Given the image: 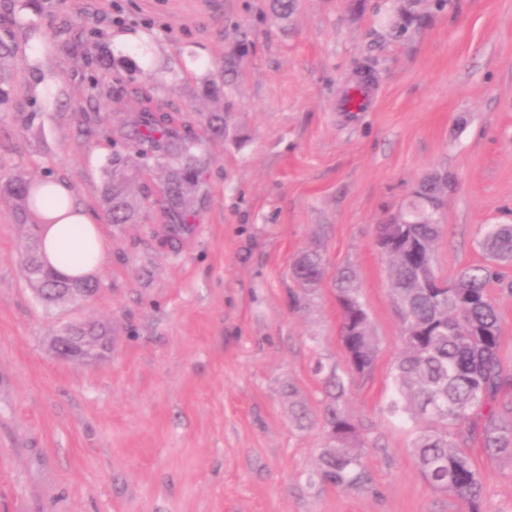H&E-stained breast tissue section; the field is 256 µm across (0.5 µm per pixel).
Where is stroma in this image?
<instances>
[{"label":"stroma","instance_id":"35a3bbf8","mask_svg":"<svg viewBox=\"0 0 512 512\" xmlns=\"http://www.w3.org/2000/svg\"><path fill=\"white\" fill-rule=\"evenodd\" d=\"M270 0H0L9 57L0 76V175L69 182L104 213L113 130L139 104L131 86L208 138L193 223L164 224L165 176L141 171L130 224H103L99 292L42 306L23 275L35 234L0 197V512H457L420 475L417 422L394 415L401 327L377 228L420 181L452 185L433 258L452 276L487 262L491 224H512V0H298L288 23ZM253 44L234 86L208 72ZM136 62L101 76V47ZM375 79L360 112L340 104L361 66ZM52 97L30 85L41 69ZM322 247L326 275L294 303L296 257ZM490 285L500 357L512 371V262ZM353 277L377 344L373 370H346L335 276ZM99 321L112 351L59 361L65 325ZM344 371L347 411L364 426L369 482L315 479L324 393L317 366ZM469 451L484 512H512V465Z\"/></svg>","mask_w":512,"mask_h":512}]
</instances>
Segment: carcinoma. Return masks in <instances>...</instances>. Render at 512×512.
Here are the masks:
<instances>
[{
  "mask_svg": "<svg viewBox=\"0 0 512 512\" xmlns=\"http://www.w3.org/2000/svg\"><path fill=\"white\" fill-rule=\"evenodd\" d=\"M295 0H271L272 16L288 20ZM236 57L224 58L221 81L208 80L214 93L232 82ZM119 135L131 143V152L116 153L105 170V217L111 224H129L136 205L128 186L136 172L153 166L165 171L160 206L171 225L190 223L196 202L192 175L202 162V142L191 129L168 112L143 107L125 122ZM448 173L423 180L404 206L407 223L395 225L393 247L385 253L392 269V290L401 325L403 350L396 364L397 398L393 412H410L424 420L411 448L429 485L458 504V512H481L483 483L466 443L481 441L490 459L512 461V399L502 394L512 388V374L500 360L499 315L489 293L498 273L492 264H477L448 279L411 258L433 248L440 229L443 194ZM0 194L18 204L19 223L30 220L29 206L36 189L22 175L0 179ZM483 249L494 260H512V225L488 227ZM24 275L35 288H66L70 280L44 266L33 247L23 254ZM292 276L303 289L316 286L325 276V263L317 251L302 253ZM337 295L357 308L352 328L357 336H344L346 365L351 372L369 371L377 356L370 322L351 275L336 277ZM328 402L325 421L336 445L324 449L317 475L346 489L366 483L365 451L360 448V427L346 410V386L334 370L325 377Z\"/></svg>",
  "mask_w": 512,
  "mask_h": 512,
  "instance_id": "1",
  "label": "carcinoma"
}]
</instances>
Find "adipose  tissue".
Listing matches in <instances>:
<instances>
[{
	"instance_id": "adipose-tissue-1",
	"label": "adipose tissue",
	"mask_w": 512,
	"mask_h": 512,
	"mask_svg": "<svg viewBox=\"0 0 512 512\" xmlns=\"http://www.w3.org/2000/svg\"><path fill=\"white\" fill-rule=\"evenodd\" d=\"M40 194L42 200L31 207L30 219L41 227L44 259L70 277L97 275L106 250L98 216L76 204L65 180L48 178Z\"/></svg>"
}]
</instances>
